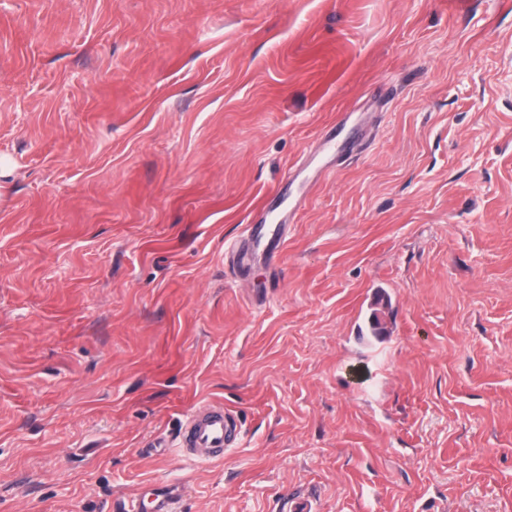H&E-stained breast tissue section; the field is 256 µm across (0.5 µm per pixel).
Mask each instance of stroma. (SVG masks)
I'll use <instances>...</instances> for the list:
<instances>
[{
	"label": "stroma",
	"instance_id": "35a3bbf8",
	"mask_svg": "<svg viewBox=\"0 0 512 512\" xmlns=\"http://www.w3.org/2000/svg\"><path fill=\"white\" fill-rule=\"evenodd\" d=\"M1 158L0 512H512V0H0ZM283 224H249L247 235L239 241L243 250H261L267 258H274L285 242ZM238 433L237 416L222 406L206 404L184 418L176 437L181 453L198 461L223 460L234 446Z\"/></svg>",
	"mask_w": 512,
	"mask_h": 512
}]
</instances>
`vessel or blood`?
I'll return each instance as SVG.
<instances>
[{"instance_id":"vessel-or-blood-1","label":"vessel or blood","mask_w":512,"mask_h":512,"mask_svg":"<svg viewBox=\"0 0 512 512\" xmlns=\"http://www.w3.org/2000/svg\"><path fill=\"white\" fill-rule=\"evenodd\" d=\"M285 242V227L281 224H250L239 245L245 250L262 251L274 258ZM238 433L236 415L223 407L206 404L184 418L176 437L181 453L198 461L223 459L233 447Z\"/></svg>"}]
</instances>
